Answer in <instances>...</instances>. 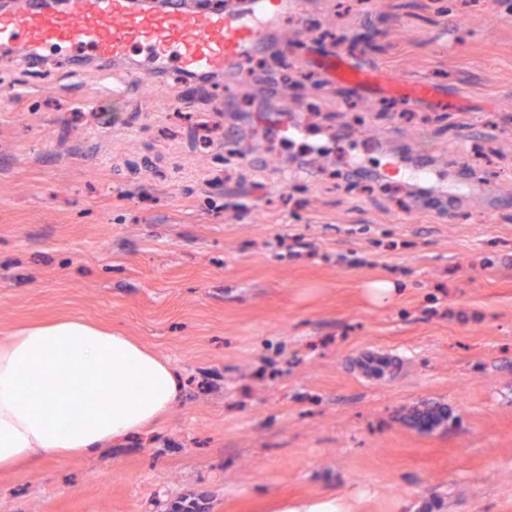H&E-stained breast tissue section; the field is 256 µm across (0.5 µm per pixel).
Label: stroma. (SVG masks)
Masks as SVG:
<instances>
[{"label":"stroma","instance_id":"1","mask_svg":"<svg viewBox=\"0 0 512 512\" xmlns=\"http://www.w3.org/2000/svg\"><path fill=\"white\" fill-rule=\"evenodd\" d=\"M415 104L341 94L320 29ZM212 82L0 48V341L78 318L178 370L177 409L89 456L0 472V512H512V15L497 0H303ZM305 139L277 131L281 115ZM248 159L225 163L228 150ZM407 153L493 198L411 197ZM386 279L392 301L369 299ZM441 410L436 427L415 414Z\"/></svg>","mask_w":512,"mask_h":512}]
</instances>
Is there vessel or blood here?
Here are the masks:
<instances>
[{
  "mask_svg": "<svg viewBox=\"0 0 512 512\" xmlns=\"http://www.w3.org/2000/svg\"><path fill=\"white\" fill-rule=\"evenodd\" d=\"M300 0H235L228 10L188 11L178 0L154 11L136 0H77L74 9L36 6L0 15V43L21 46L28 58L66 55L77 49L95 57L101 69L132 59L144 76L170 68L202 76L233 70L244 56L260 52L277 22L297 13ZM340 80L362 85L369 74L337 55L325 64ZM415 180L439 196L485 193L480 183H451L428 165Z\"/></svg>",
  "mask_w": 512,
  "mask_h": 512,
  "instance_id": "vessel-or-blood-1",
  "label": "vessel or blood"
}]
</instances>
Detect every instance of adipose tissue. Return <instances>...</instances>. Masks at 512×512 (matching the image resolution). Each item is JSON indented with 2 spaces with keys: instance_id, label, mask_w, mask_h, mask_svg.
Masks as SVG:
<instances>
[{
  "instance_id": "adipose-tissue-1",
  "label": "adipose tissue",
  "mask_w": 512,
  "mask_h": 512,
  "mask_svg": "<svg viewBox=\"0 0 512 512\" xmlns=\"http://www.w3.org/2000/svg\"><path fill=\"white\" fill-rule=\"evenodd\" d=\"M169 360L79 319L34 324L0 343V471L91 454L179 404Z\"/></svg>"
}]
</instances>
